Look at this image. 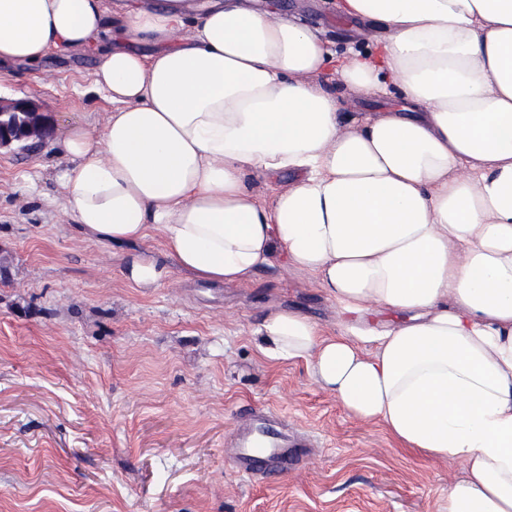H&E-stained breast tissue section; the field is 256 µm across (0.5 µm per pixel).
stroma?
<instances>
[{
  "instance_id": "stroma-1",
  "label": "stroma",
  "mask_w": 512,
  "mask_h": 512,
  "mask_svg": "<svg viewBox=\"0 0 512 512\" xmlns=\"http://www.w3.org/2000/svg\"><path fill=\"white\" fill-rule=\"evenodd\" d=\"M310 27L337 55L387 36L338 16L331 0H252ZM95 56L0 64V98H30L63 130L103 126ZM313 82L342 111L388 112L342 90L335 69ZM45 152L0 150V512H439L462 468L400 447L381 424L353 419L301 361H266L253 331L292 309L325 335L340 325L314 276L284 257L240 283L213 285L170 268L132 287L124 247L90 239L57 205ZM247 406L270 407L317 446L274 481L240 476L224 441Z\"/></svg>"
}]
</instances>
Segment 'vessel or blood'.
<instances>
[{
    "label": "vessel or blood",
    "instance_id": "vessel-or-blood-1",
    "mask_svg": "<svg viewBox=\"0 0 512 512\" xmlns=\"http://www.w3.org/2000/svg\"><path fill=\"white\" fill-rule=\"evenodd\" d=\"M225 445L233 450L232 464L239 475L262 480L298 466L309 442L278 413L254 407L241 416Z\"/></svg>",
    "mask_w": 512,
    "mask_h": 512
}]
</instances>
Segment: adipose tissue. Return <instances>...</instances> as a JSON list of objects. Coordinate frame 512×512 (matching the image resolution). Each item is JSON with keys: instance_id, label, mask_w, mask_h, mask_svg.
Masks as SVG:
<instances>
[{"instance_id": "obj_1", "label": "adipose tissue", "mask_w": 512, "mask_h": 512, "mask_svg": "<svg viewBox=\"0 0 512 512\" xmlns=\"http://www.w3.org/2000/svg\"><path fill=\"white\" fill-rule=\"evenodd\" d=\"M336 8L386 40L339 58L243 0L118 14L112 0H0V61L96 49L112 110L49 149L60 206L83 231L160 242L162 257L128 261L133 287H158L171 260L222 284L282 255L316 277L342 332L275 310L255 330L260 353L305 361L354 418L459 462L442 512H512V0ZM330 67L365 94L397 86L400 108L344 128L310 81ZM249 169L297 182L268 208L244 186ZM377 310L396 321L368 328Z\"/></svg>"}]
</instances>
